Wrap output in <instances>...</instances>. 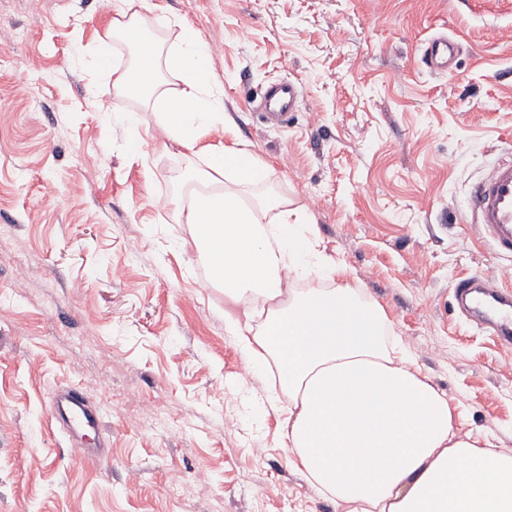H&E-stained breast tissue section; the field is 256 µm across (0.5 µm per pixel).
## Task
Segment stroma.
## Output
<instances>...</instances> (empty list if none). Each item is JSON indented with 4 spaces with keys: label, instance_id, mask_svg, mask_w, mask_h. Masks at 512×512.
Wrapping results in <instances>:
<instances>
[{
    "label": "stroma",
    "instance_id": "stroma-1",
    "mask_svg": "<svg viewBox=\"0 0 512 512\" xmlns=\"http://www.w3.org/2000/svg\"><path fill=\"white\" fill-rule=\"evenodd\" d=\"M211 50L227 123L173 144L152 102L113 90L133 52L107 0H0V512H336L283 446L265 395L224 329L234 306L171 197L212 149L266 162L246 188L303 209L348 285L458 405L461 433L512 450V347L458 313L461 278L512 267L471 190L512 158V0H150ZM454 38L452 71L423 68ZM280 80L304 106L251 111ZM137 112L142 150L105 112ZM100 159L97 168L86 155ZM76 387L100 417L79 438L51 396ZM161 484L173 498L158 496ZM458 53V43L450 37H435L423 47L422 60L428 71L447 73Z\"/></svg>",
    "mask_w": 512,
    "mask_h": 512
}]
</instances>
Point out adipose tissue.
<instances>
[{"instance_id": "1", "label": "adipose tissue", "mask_w": 512, "mask_h": 512, "mask_svg": "<svg viewBox=\"0 0 512 512\" xmlns=\"http://www.w3.org/2000/svg\"><path fill=\"white\" fill-rule=\"evenodd\" d=\"M126 7L114 10L112 35L135 52L113 86L118 95L155 100L171 140L192 145L223 124L210 48L190 24L161 48L153 27ZM182 87L160 89V71ZM210 173L223 187L176 205L208 255L226 298L245 304L244 319L225 317L250 372L277 371L270 407L287 403L284 447L308 483L336 512H512V452L461 435L447 398L412 356L388 344L387 316L359 302L348 286L290 295L289 273L311 260L328 277L343 264L326 256L302 209L277 200L250 204L243 188L265 169L246 149L212 153Z\"/></svg>"}]
</instances>
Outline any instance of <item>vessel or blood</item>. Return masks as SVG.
Here are the masks:
<instances>
[{
    "mask_svg": "<svg viewBox=\"0 0 512 512\" xmlns=\"http://www.w3.org/2000/svg\"><path fill=\"white\" fill-rule=\"evenodd\" d=\"M457 53L458 44L453 38L439 36L423 47L422 60L428 71L444 74ZM302 104L296 83L284 81L270 89L263 107L281 117L299 111ZM471 221L481 226L498 254L512 255V161H499L478 181L472 195ZM454 301L478 328L512 347V288L501 283L497 271L459 281L454 287ZM53 407L66 416L73 432L94 427L99 420L74 396L54 398Z\"/></svg>",
    "mask_w": 512,
    "mask_h": 512,
    "instance_id": "vessel-or-blood-1",
    "label": "vessel or blood"
}]
</instances>
